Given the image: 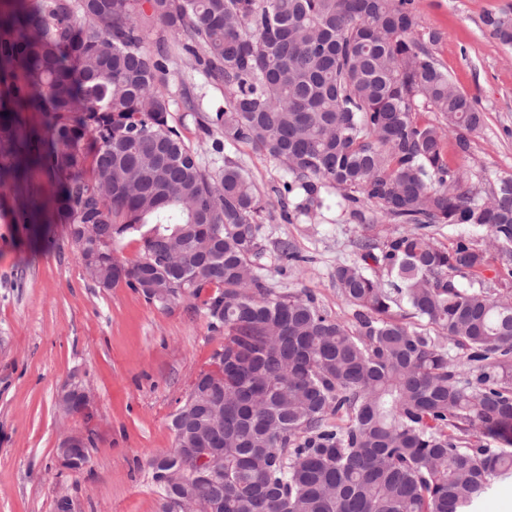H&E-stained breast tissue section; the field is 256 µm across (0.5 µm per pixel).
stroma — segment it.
Returning a JSON list of instances; mask_svg holds the SVG:
<instances>
[{"instance_id": "stroma-1", "label": "stroma", "mask_w": 512, "mask_h": 512, "mask_svg": "<svg viewBox=\"0 0 512 512\" xmlns=\"http://www.w3.org/2000/svg\"><path fill=\"white\" fill-rule=\"evenodd\" d=\"M421 38L453 83L472 97L483 124L469 134L467 150L448 147V167L473 182L512 176V47L493 38L488 19L512 18V0H418ZM173 101L169 121L205 163H239L262 192L286 181L285 172L249 144L224 141L215 124L224 89L171 49L164 74ZM196 89L210 119L201 128L179 102ZM19 69L0 63V109L14 113L21 137L44 138L45 117L23 107ZM223 140V154L212 144ZM55 180L45 170L29 174L27 192L0 185V512H56L69 495L74 512H160L147 460L175 446L173 414L200 373L213 370L223 342L211 332L201 300L182 297L161 309L126 284L104 289L87 279L66 225L52 223ZM44 206L31 221L29 199ZM321 218L286 222L279 203L265 224L270 246L263 275L295 293L310 290L318 303L347 320L350 308L334 283L338 265L356 260L355 241L379 239L394 224L372 229L350 221L339 196L328 198ZM295 243L303 262L281 259L275 240ZM79 383L94 395L92 414H61L57 395ZM90 436L89 461L78 472L60 469L55 450L64 435Z\"/></svg>"}]
</instances>
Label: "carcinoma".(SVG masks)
Here are the masks:
<instances>
[{"instance_id":"1","label":"carcinoma","mask_w":512,"mask_h":512,"mask_svg":"<svg viewBox=\"0 0 512 512\" xmlns=\"http://www.w3.org/2000/svg\"><path fill=\"white\" fill-rule=\"evenodd\" d=\"M224 85V139L277 162L273 192L312 218L334 192L349 219L415 230L356 242L336 267L350 320L258 272L265 195L238 163L206 166L169 123L166 41ZM0 54L46 116L39 148L0 112V183L57 181L54 218L85 275L166 307L198 298L224 335L216 370L173 415L175 448L224 433V490L194 480L213 512H473L512 480V288L489 286L487 249L426 229L477 224L512 261V177L477 189L448 168L443 129L468 148L483 115L418 35L416 0H13ZM487 24L512 45V26ZM421 112H437L438 124ZM141 256L114 255L127 237ZM448 336L462 355L451 359Z\"/></svg>"}]
</instances>
